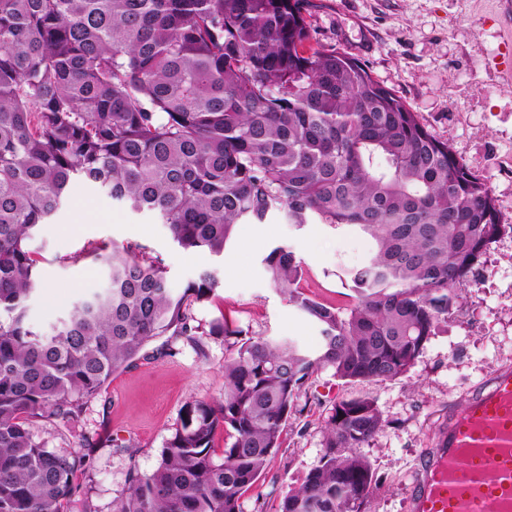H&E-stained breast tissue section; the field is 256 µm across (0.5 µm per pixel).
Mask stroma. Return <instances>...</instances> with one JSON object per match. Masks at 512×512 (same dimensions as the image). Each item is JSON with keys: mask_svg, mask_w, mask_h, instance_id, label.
Returning <instances> with one entry per match:
<instances>
[{"mask_svg": "<svg viewBox=\"0 0 512 512\" xmlns=\"http://www.w3.org/2000/svg\"><path fill=\"white\" fill-rule=\"evenodd\" d=\"M308 16L310 48L333 47L360 60L487 180L512 223V8L505 0H309ZM112 242L145 247L177 290L213 270L215 296L189 305L200 327L224 316L244 335L289 337L311 351L320 343L319 327L271 285L263 256L289 247L303 263L304 293L336 305L351 293L345 271L371 249L351 228L300 229L275 214L261 224L236 225L223 255L183 250L155 216L132 213L94 185L77 182L30 242L43 282L28 303L32 325L47 328L75 299L100 288L103 273L85 251ZM460 296L414 366L395 380L349 383L328 370L315 373L295 401L280 447L246 492L244 512H278L283 494L318 464L332 406L360 392L376 397L385 420L364 449L377 478L367 512H409L422 456L449 409L464 408L495 370L512 367V233L491 244ZM224 357L223 337H204L198 352L185 337L167 333L112 375L81 418L97 444L89 476L77 478L83 493L75 512H112L127 492L130 469H155L189 402L223 391Z\"/></svg>", "mask_w": 512, "mask_h": 512, "instance_id": "obj_1", "label": "stroma"}]
</instances>
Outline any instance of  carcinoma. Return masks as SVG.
Returning <instances> with one entry per match:
<instances>
[{
    "mask_svg": "<svg viewBox=\"0 0 512 512\" xmlns=\"http://www.w3.org/2000/svg\"><path fill=\"white\" fill-rule=\"evenodd\" d=\"M306 11V0H0V512H71L92 440L79 432L84 454L50 451L35 424L75 429L84 403L169 331L199 348L224 337V391L188 405L113 512H242L312 375L406 373L512 231L487 181L360 61L305 49ZM77 179L157 216L184 250L219 256L237 224L275 212L351 226L373 248L336 307L302 291L292 251L263 258L320 326L313 352L243 338L224 317L191 325L187 302L214 296L216 276L176 291L159 259L115 243L88 251L106 290L41 333L27 320L41 288L29 241ZM384 425L368 393L336 402L319 464L279 512H365L376 477L362 448Z\"/></svg>",
    "mask_w": 512,
    "mask_h": 512,
    "instance_id": "carcinoma-1",
    "label": "carcinoma"
}]
</instances>
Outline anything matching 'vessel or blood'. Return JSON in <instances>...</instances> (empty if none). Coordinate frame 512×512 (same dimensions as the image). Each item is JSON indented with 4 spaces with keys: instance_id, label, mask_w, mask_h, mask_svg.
<instances>
[{
    "instance_id": "obj_1",
    "label": "vessel or blood",
    "mask_w": 512,
    "mask_h": 512,
    "mask_svg": "<svg viewBox=\"0 0 512 512\" xmlns=\"http://www.w3.org/2000/svg\"><path fill=\"white\" fill-rule=\"evenodd\" d=\"M411 512H512V369L449 411L419 468Z\"/></svg>"
}]
</instances>
